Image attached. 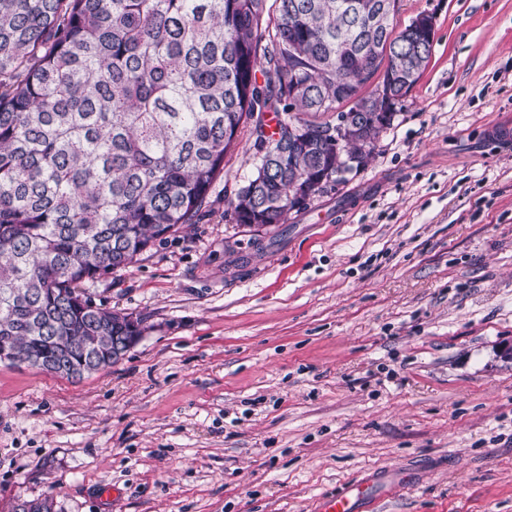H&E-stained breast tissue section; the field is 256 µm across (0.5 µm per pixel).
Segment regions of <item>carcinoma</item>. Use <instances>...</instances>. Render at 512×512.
Masks as SVG:
<instances>
[{"label": "carcinoma", "instance_id": "carcinoma-1", "mask_svg": "<svg viewBox=\"0 0 512 512\" xmlns=\"http://www.w3.org/2000/svg\"><path fill=\"white\" fill-rule=\"evenodd\" d=\"M267 2L0 0V290L16 291L0 299V343L15 356L53 373L55 350L108 315L109 335H141L67 296L199 223L240 126L255 124L259 156L230 200L238 224H286L367 163L433 43L395 32L380 0L359 16L348 0ZM376 76L391 97L363 91ZM343 103L335 123L302 118Z\"/></svg>", "mask_w": 512, "mask_h": 512}]
</instances>
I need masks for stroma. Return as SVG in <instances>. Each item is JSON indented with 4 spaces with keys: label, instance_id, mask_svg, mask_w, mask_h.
Wrapping results in <instances>:
<instances>
[{
    "label": "stroma",
    "instance_id": "stroma-1",
    "mask_svg": "<svg viewBox=\"0 0 512 512\" xmlns=\"http://www.w3.org/2000/svg\"><path fill=\"white\" fill-rule=\"evenodd\" d=\"M429 63L365 167L288 223L212 212L96 282L145 331L67 379L0 363V512H313L381 472L378 512H512V0H398Z\"/></svg>",
    "mask_w": 512,
    "mask_h": 512
}]
</instances>
